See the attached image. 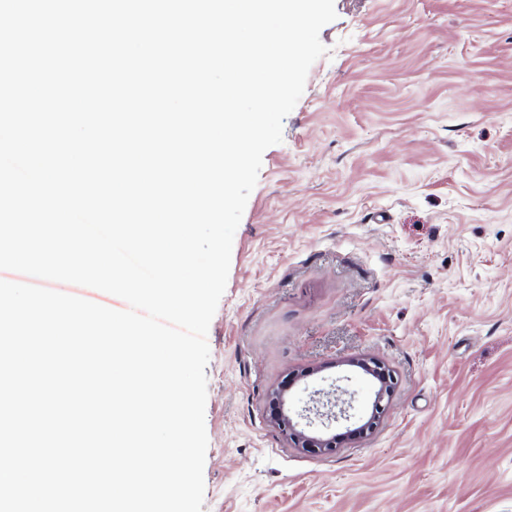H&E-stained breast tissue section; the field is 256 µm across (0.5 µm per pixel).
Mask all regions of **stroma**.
<instances>
[{
  "instance_id": "stroma-1",
  "label": "stroma",
  "mask_w": 512,
  "mask_h": 512,
  "mask_svg": "<svg viewBox=\"0 0 512 512\" xmlns=\"http://www.w3.org/2000/svg\"><path fill=\"white\" fill-rule=\"evenodd\" d=\"M210 323L202 512H512V0H335ZM371 436L293 447L337 385ZM351 364L378 383L370 417L362 425L351 430L355 434H358V438H360L371 434L376 429L380 414L384 411L382 402L385 397L389 399L392 396L397 384V379L382 362L374 358L354 359L351 361ZM272 406L275 407V422L282 428L297 447L314 448L318 451H331L336 447V437L323 438L320 436H312L305 433V429L298 430L299 422L294 423L288 408H286L285 390L277 391L272 394Z\"/></svg>"
}]
</instances>
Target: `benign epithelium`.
I'll return each mask as SVG.
<instances>
[{
	"instance_id": "benign-epithelium-1",
	"label": "benign epithelium",
	"mask_w": 512,
	"mask_h": 512,
	"mask_svg": "<svg viewBox=\"0 0 512 512\" xmlns=\"http://www.w3.org/2000/svg\"><path fill=\"white\" fill-rule=\"evenodd\" d=\"M350 364L378 383L370 417L362 425L353 429L354 433L364 437L376 429L380 414L384 411L382 402L392 396L397 379L382 362L374 358H358L350 361ZM271 403L275 407V422L283 431L289 433L290 439L301 448H314L319 451L335 449L336 438L308 435L305 433V429L311 428L317 423L324 426L328 423L348 421L352 418V414H350L352 404L334 398L331 391L315 390L309 395V400L299 413V418L305 421V428L301 430L298 429L300 423L293 422L291 416L288 415L285 392L273 393Z\"/></svg>"
}]
</instances>
